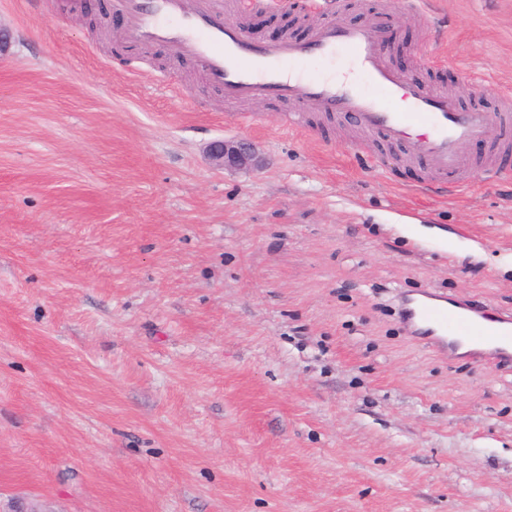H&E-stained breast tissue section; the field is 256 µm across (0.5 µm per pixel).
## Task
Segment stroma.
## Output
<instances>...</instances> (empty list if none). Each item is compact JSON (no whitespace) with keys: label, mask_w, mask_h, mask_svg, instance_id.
<instances>
[{"label":"stroma","mask_w":512,"mask_h":512,"mask_svg":"<svg viewBox=\"0 0 512 512\" xmlns=\"http://www.w3.org/2000/svg\"><path fill=\"white\" fill-rule=\"evenodd\" d=\"M387 12L391 64L512 91V0ZM267 40L319 15L239 10ZM0 501L41 512H512V360L408 332L430 290L512 315V159L424 179L352 124L225 102L113 0H0ZM248 111L253 125L225 124ZM247 137L265 165L204 149ZM408 224L429 235L405 233Z\"/></svg>","instance_id":"stroma-1"}]
</instances>
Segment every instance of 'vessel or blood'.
<instances>
[{"label": "vessel or blood", "instance_id": "1", "mask_svg": "<svg viewBox=\"0 0 512 512\" xmlns=\"http://www.w3.org/2000/svg\"><path fill=\"white\" fill-rule=\"evenodd\" d=\"M126 19L125 38L134 45L167 43L199 61L207 82L225 99L256 98L294 103L282 126L305 128V106H318L325 117H346L369 139L406 146L405 161L422 164L434 176L464 183L482 169L496 175L512 156V94L487 87L495 110L463 107L457 97L432 91L393 67L387 58L390 17L376 12L368 24L323 19L307 39L288 36L274 45L256 41L227 17L224 0H119ZM346 54L355 77L312 75L311 62ZM499 137H491V128ZM489 140L482 159L466 155L468 142ZM403 319L412 335L425 337L439 350L457 341L473 342L477 356H512V317L488 307L422 292L404 301Z\"/></svg>", "mask_w": 512, "mask_h": 512}]
</instances>
